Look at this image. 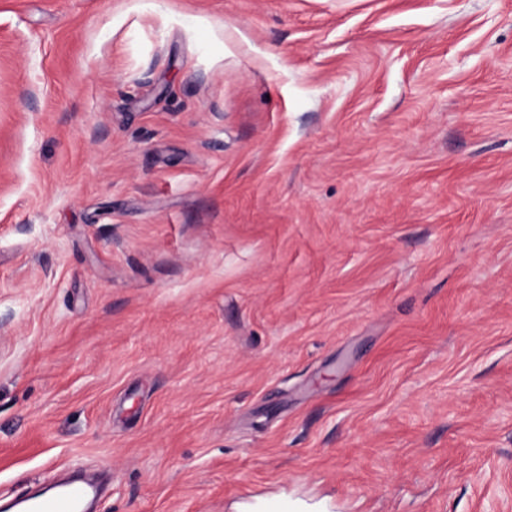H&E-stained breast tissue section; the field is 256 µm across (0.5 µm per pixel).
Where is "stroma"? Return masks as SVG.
Instances as JSON below:
<instances>
[{"label":"stroma","mask_w":512,"mask_h":512,"mask_svg":"<svg viewBox=\"0 0 512 512\" xmlns=\"http://www.w3.org/2000/svg\"><path fill=\"white\" fill-rule=\"evenodd\" d=\"M0 503L512 512V0H0ZM91 492L88 484L72 483L59 494L35 501L27 499L19 506L22 512H77Z\"/></svg>","instance_id":"1"}]
</instances>
